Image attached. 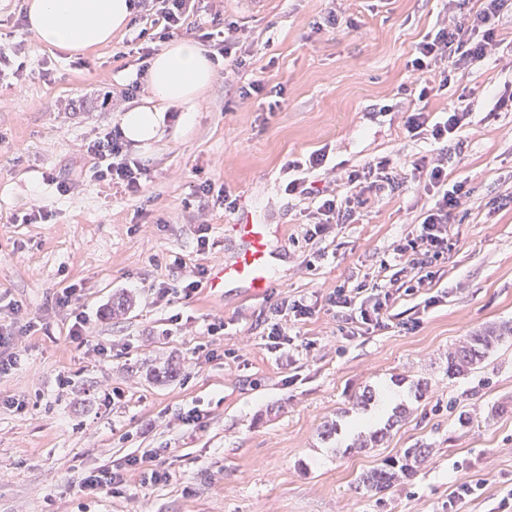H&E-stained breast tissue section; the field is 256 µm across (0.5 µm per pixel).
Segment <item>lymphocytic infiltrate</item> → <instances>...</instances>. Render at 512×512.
Masks as SVG:
<instances>
[{"mask_svg": "<svg viewBox=\"0 0 512 512\" xmlns=\"http://www.w3.org/2000/svg\"><path fill=\"white\" fill-rule=\"evenodd\" d=\"M506 0H476L469 10L452 7L438 29L418 43L408 66L414 76L413 90L418 108L407 115L404 126L410 137L439 144L438 152L412 162L409 169L397 172L391 157L383 156L357 169L331 166L323 151L312 153L307 160L289 161L284 194L291 199L308 202L305 242L322 240L335 233L340 224L365 206L373 192H383L412 183L431 200L421 220L394 246L392 260H381L379 269L384 282L361 280L353 285H339L326 296L335 308L344 340H352L355 325L370 329L387 327L390 309L401 296H409L431 286L438 276L439 265L448 258L453 244L448 225L466 213L469 192L466 180L449 181L447 144L472 123V92L459 88L464 75L495 55L501 12ZM136 21L142 28L136 49L141 59L151 58L161 44L181 36L189 27L194 10L193 0H133ZM451 94L452 102L442 117H433L425 106L433 96ZM92 164V180L115 186L125 194L138 195L149 180L147 165L132 157L129 143L120 128L96 136L86 148ZM172 268L182 275L172 281L153 285L156 302L169 306L190 300L199 294L208 278V269L198 264L187 267L181 254H174ZM8 322H0V376L16 370L21 361V348L27 333L20 320L27 312L22 304L10 302ZM315 308L308 299L284 294L263 316L262 339L268 352L286 354L292 342L290 330L311 320ZM159 451L126 456L123 463L103 466L81 478L79 494L109 489L121 495L131 477L141 485L170 482L172 472L159 465Z\"/></svg>", "mask_w": 512, "mask_h": 512, "instance_id": "1", "label": "lymphocytic infiltrate"}]
</instances>
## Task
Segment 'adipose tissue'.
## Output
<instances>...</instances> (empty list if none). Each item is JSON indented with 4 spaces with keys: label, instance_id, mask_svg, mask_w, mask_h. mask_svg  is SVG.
<instances>
[{
    "label": "adipose tissue",
    "instance_id": "ef3b65f1",
    "mask_svg": "<svg viewBox=\"0 0 512 512\" xmlns=\"http://www.w3.org/2000/svg\"><path fill=\"white\" fill-rule=\"evenodd\" d=\"M131 0H28V25L45 45L74 53L108 44L133 15ZM215 77L204 47L185 39L172 42L152 60L143 102L123 106L120 129L138 147L149 146L164 134L170 107L182 110L180 121L191 124L201 93Z\"/></svg>",
    "mask_w": 512,
    "mask_h": 512
}]
</instances>
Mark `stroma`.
I'll return each instance as SVG.
<instances>
[{
	"label": "stroma",
	"instance_id": "1",
	"mask_svg": "<svg viewBox=\"0 0 512 512\" xmlns=\"http://www.w3.org/2000/svg\"><path fill=\"white\" fill-rule=\"evenodd\" d=\"M24 5L0 0V42L25 44L22 79L0 87V299L19 301L39 321L18 370L0 377V512H448L462 480L484 484L469 512L496 507L512 478V340L464 377L449 376L448 351L473 330L512 321V203L503 199L512 187V110L492 109L494 94L512 93V12L501 21L499 54L463 80L474 91V124L452 141L448 173L467 178L469 212L450 227L457 245L436 284L447 298L429 309L424 294L399 298L394 312L419 316L416 329L393 323L313 350L309 341L336 329L326 290L374 274L427 199L410 183L371 198L322 241L323 259L305 271L309 248L294 242L303 204L282 192L287 163L322 148L348 168L396 146L404 166L431 154L430 141L407 134L405 112L386 106L410 84L407 63L446 17L448 0H200L202 23H237L245 69L263 73L268 92L243 104L238 82L216 75L192 125H168L159 141L134 150L153 174L136 196L92 181L85 149L118 123L140 63L115 52L139 25L73 54L21 32ZM331 5L343 18L333 29L322 24ZM275 90L281 106L271 112ZM106 94L113 103L103 109L97 102ZM60 180L71 182L67 194ZM206 180L228 186L235 213L198 195ZM35 201L47 220L13 223ZM203 205L210 230L201 255ZM242 213L271 225L285 255L276 289L316 303L285 360L256 341L273 296L202 293L173 308L146 290L172 278L152 257L176 251L191 265L223 261L224 227ZM73 283L106 356L70 341L69 312L53 306ZM123 292L134 304L116 318L112 298ZM176 311L182 323L169 324ZM216 313L223 336L213 354L194 353ZM167 360L179 363L178 376L154 381L153 368ZM418 379L428 384L419 401L411 389ZM115 389L125 394L117 404ZM366 390L377 398L392 391L413 413L380 447L353 450L348 443L371 412L358 403ZM16 394L26 396L24 410L7 406ZM197 404L210 413L206 426L174 422ZM331 419L341 429L332 448L318 436ZM421 444L432 454L409 483L378 494L358 486L363 471ZM154 448L174 473L169 483L75 496L85 473Z\"/></svg>",
	"mask_w": 512,
	"mask_h": 512
}]
</instances>
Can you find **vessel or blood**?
<instances>
[{"label":"vessel or blood","mask_w":512,"mask_h":512,"mask_svg":"<svg viewBox=\"0 0 512 512\" xmlns=\"http://www.w3.org/2000/svg\"><path fill=\"white\" fill-rule=\"evenodd\" d=\"M227 238L232 246L225 250L223 261L210 270L206 293L222 296L235 289L250 298L267 295L274 285L268 226L246 218L228 225Z\"/></svg>","instance_id":"1"}]
</instances>
